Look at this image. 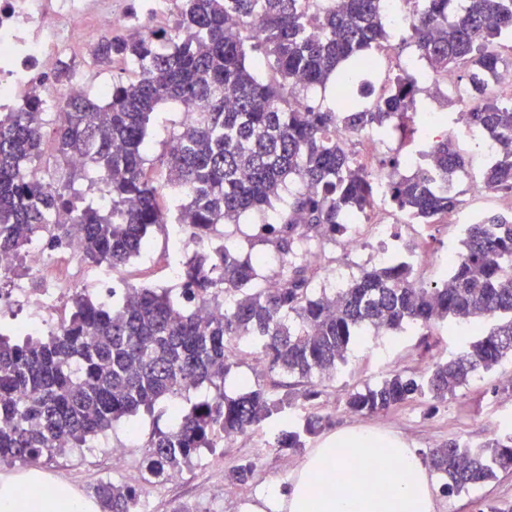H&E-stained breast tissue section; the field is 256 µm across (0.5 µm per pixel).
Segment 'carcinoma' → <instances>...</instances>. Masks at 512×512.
<instances>
[{
    "label": "carcinoma",
    "instance_id": "cac0c4a2",
    "mask_svg": "<svg viewBox=\"0 0 512 512\" xmlns=\"http://www.w3.org/2000/svg\"><path fill=\"white\" fill-rule=\"evenodd\" d=\"M174 11L169 28L147 22L133 36L95 44L97 65L120 59L132 71L112 84L105 102L65 96L70 66L54 72L50 91L60 122L53 165L41 163L43 99L0 112V253L15 258L0 285L11 281L38 236L55 250L76 239L83 261L116 273L147 248L152 228L178 224L182 213L195 243L179 263L178 298L171 288L128 286L105 305L76 290L72 311L56 327L18 342L0 333V464L32 465L78 448L159 399L207 383L213 398L174 414L173 425L155 428L146 443L148 475L171 478L201 449L263 429L301 397L318 398V386L347 362L365 330L380 336L448 320L475 324L476 337L423 377L396 373L350 393L345 408L353 413H380L426 394L443 401L476 372L512 356V213L467 225L461 251L434 288L398 258L361 268L330 294L314 288L331 269L311 265L308 256L336 241L375 198L351 136L367 129L395 128L401 138L415 133L416 71L393 70L378 95L354 94L361 78L379 72L376 50L391 40L379 0H330L313 14L308 0H175ZM504 41L512 43V0H463L458 11L451 0H421L404 39L436 75L470 70L467 86L483 104L459 113V121L495 139L485 182L512 195V102L485 96L488 78L512 71L498 50ZM257 48L276 81L256 77L249 53ZM332 79L334 107L294 106L297 85L309 94ZM167 101L205 106L172 136L163 186L147 174L145 141L150 115ZM431 153L439 179L423 166L403 172L396 158L381 165L392 208L423 224L461 204L448 184L464 157L444 138ZM76 154L94 165L107 205L78 206L71 181L56 177ZM296 182L305 191L262 235L241 245L218 233L248 212L273 207ZM60 214L71 223H48ZM271 254L279 258L275 267L266 265ZM204 307L224 312L203 320ZM244 336L262 367L297 375L311 388L298 395L257 384L228 394V353ZM329 425L328 416L308 412L275 434L272 447L301 449ZM428 463L443 488L467 490L512 468V432L474 448L451 439L430 451ZM93 495L101 512H134L141 491L106 481Z\"/></svg>",
    "mask_w": 512,
    "mask_h": 512
}]
</instances>
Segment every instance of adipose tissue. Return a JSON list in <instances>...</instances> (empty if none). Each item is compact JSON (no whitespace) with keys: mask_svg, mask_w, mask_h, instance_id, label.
Listing matches in <instances>:
<instances>
[{"mask_svg":"<svg viewBox=\"0 0 512 512\" xmlns=\"http://www.w3.org/2000/svg\"><path fill=\"white\" fill-rule=\"evenodd\" d=\"M30 469L22 479L0 481V512H96L92 503L58 487L23 494L40 485ZM251 512H435L429 466L401 438L363 427L327 436L287 478H272Z\"/></svg>","mask_w":512,"mask_h":512,"instance_id":"1","label":"adipose tissue"}]
</instances>
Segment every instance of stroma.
Instances as JSON below:
<instances>
[{
	"mask_svg": "<svg viewBox=\"0 0 512 512\" xmlns=\"http://www.w3.org/2000/svg\"><path fill=\"white\" fill-rule=\"evenodd\" d=\"M419 109L413 139H393L388 144L390 154L403 156L429 146L434 137L430 130L431 114H438L447 124L458 123L457 112L447 102L423 103ZM181 110V105L176 103L161 104L147 129L148 168L160 182L166 179L164 155L168 141L180 127ZM390 216L396 221L395 232L403 237L407 247L426 246L437 256L435 263L418 267L419 279L428 284L442 279L448 272L446 256L461 248L460 226L446 222L431 224L420 236L398 223V211H391ZM172 237L171 228L154 229L148 248L127 266L126 282L166 286V256L172 251ZM473 335L472 327L467 325L441 323L433 329L431 347L425 349L419 344L418 333L411 329L391 336L365 331L352 346L347 364L338 369L333 380L322 384L319 399L299 400L293 413L271 418L262 431L223 440L214 449L202 450L177 479L161 477L149 482L145 479L143 447L155 427L168 424L174 407L190 410L194 404L211 398L214 390L205 385L190 390L175 403L159 400L151 412L138 414L129 422H117L113 428L88 440L86 446L41 460L39 468L45 475L43 488L49 491L63 483L88 500L98 483L111 481L142 488L147 512H246L248 500L242 498L239 486L225 481V471L246 461L255 462L254 475L248 482L255 495L265 490L271 477H287L304 456L277 452L271 446L272 436L290 424L292 415L313 409L330 416L332 430L368 426L394 433L424 455L451 439L478 446L493 433L512 428V386L505 382L512 374L511 357L504 358L493 370L478 372L443 402L419 397L371 416L354 415L345 409L349 393L397 372L423 376L434 360L448 359L463 351ZM116 440L124 441L127 449L123 456L114 459L110 447ZM510 505L512 469H499L478 486L450 495L439 494L436 512H489L490 508Z\"/></svg>",
	"mask_w": 512,
	"mask_h": 512,
	"instance_id": "obj_1",
	"label": "stroma"
}]
</instances>
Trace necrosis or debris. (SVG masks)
<instances>
[{
  "label": "necrosis or debris",
  "mask_w": 512,
  "mask_h": 512,
  "mask_svg": "<svg viewBox=\"0 0 512 512\" xmlns=\"http://www.w3.org/2000/svg\"><path fill=\"white\" fill-rule=\"evenodd\" d=\"M131 22L112 0H0V111L21 108L20 90L46 88L62 51L92 37L95 28L122 30ZM27 259L42 274L40 288L16 286L10 306L28 312L35 326H55L82 263L79 243L55 256L45 240H33Z\"/></svg>",
  "instance_id": "necrosis-or-debris-1"
}]
</instances>
